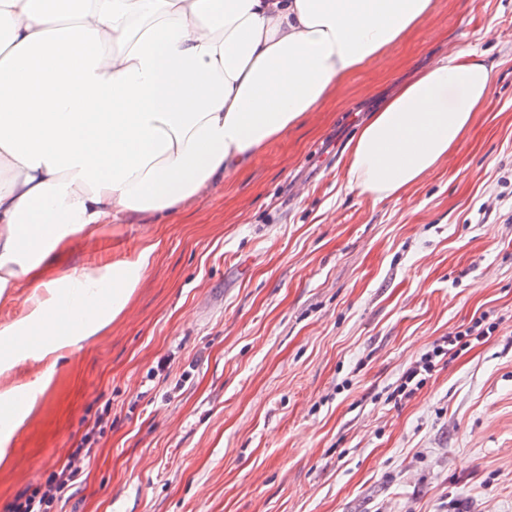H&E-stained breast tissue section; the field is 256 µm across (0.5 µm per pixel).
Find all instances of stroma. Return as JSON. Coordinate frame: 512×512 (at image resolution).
Wrapping results in <instances>:
<instances>
[{"label": "stroma", "instance_id": "stroma-1", "mask_svg": "<svg viewBox=\"0 0 512 512\" xmlns=\"http://www.w3.org/2000/svg\"><path fill=\"white\" fill-rule=\"evenodd\" d=\"M434 2L230 183L164 223L73 241L61 264L147 241L156 257L16 431L0 512L105 401L110 425L61 512H512V0ZM451 49L494 70L450 162L390 199L346 189L371 91ZM479 317L491 335L393 398ZM483 320V318H480V320L473 322V324L468 326L464 331L442 337L439 342L433 346L432 350L422 355L415 365L407 369L406 372L403 373L399 385L403 395L410 396L423 385L426 379L423 377L424 373L432 371L435 366V358L449 355L458 346H465L473 339L479 341L483 339L486 334H491L494 327L489 325L486 329L484 327L481 328Z\"/></svg>", "mask_w": 512, "mask_h": 512}]
</instances>
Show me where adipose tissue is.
Returning a JSON list of instances; mask_svg holds the SVG:
<instances>
[{
	"label": "adipose tissue",
	"mask_w": 512,
	"mask_h": 512,
	"mask_svg": "<svg viewBox=\"0 0 512 512\" xmlns=\"http://www.w3.org/2000/svg\"><path fill=\"white\" fill-rule=\"evenodd\" d=\"M433 0H0V460L60 362L128 308L156 244L49 274L48 256L142 213L191 207L424 21ZM492 65L452 51L346 147L348 189L426 179L489 100ZM77 316L62 321V304ZM39 363L32 381L19 363Z\"/></svg>",
	"instance_id": "1"
}]
</instances>
